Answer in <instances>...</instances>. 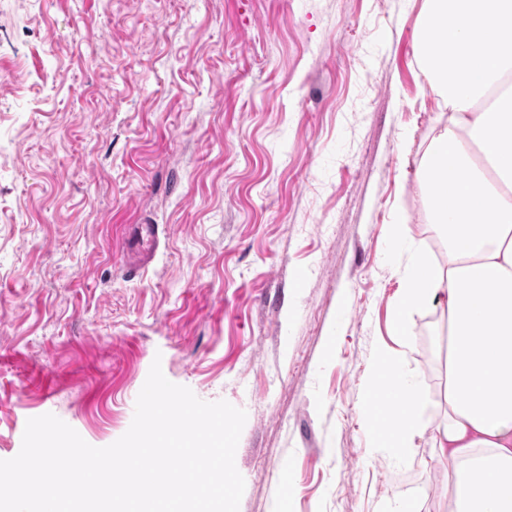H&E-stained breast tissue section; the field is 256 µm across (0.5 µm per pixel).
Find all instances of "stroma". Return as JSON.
<instances>
[{
    "label": "stroma",
    "mask_w": 512,
    "mask_h": 512,
    "mask_svg": "<svg viewBox=\"0 0 512 512\" xmlns=\"http://www.w3.org/2000/svg\"><path fill=\"white\" fill-rule=\"evenodd\" d=\"M423 2L0 0V460L47 413L112 444L157 360L246 411L239 512H450L446 315L391 333L395 224L447 260ZM383 349L426 397L404 456L362 419ZM139 241L142 242V252L138 256V264L135 268L146 266L152 259L154 248L158 241V226L155 224H139L136 227ZM134 268V269H135Z\"/></svg>",
    "instance_id": "1"
}]
</instances>
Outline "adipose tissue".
Wrapping results in <instances>:
<instances>
[{
  "label": "adipose tissue",
  "mask_w": 512,
  "mask_h": 512,
  "mask_svg": "<svg viewBox=\"0 0 512 512\" xmlns=\"http://www.w3.org/2000/svg\"><path fill=\"white\" fill-rule=\"evenodd\" d=\"M414 51L448 110L417 170L448 260L410 253L392 326L414 311L448 317V420L436 447L450 465L451 512H512V0H424ZM389 414L368 421L376 447L408 454L423 394L380 353Z\"/></svg>",
  "instance_id": "1"
}]
</instances>
